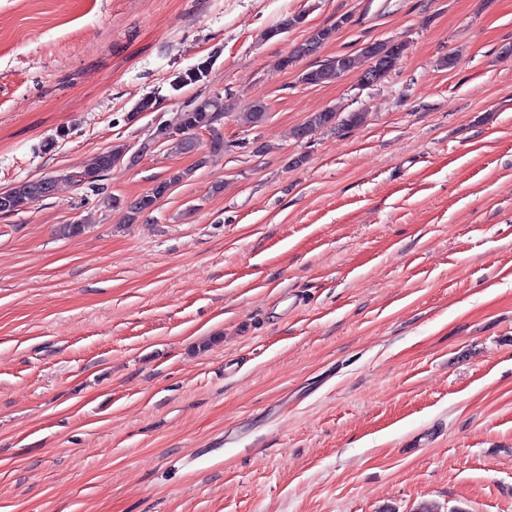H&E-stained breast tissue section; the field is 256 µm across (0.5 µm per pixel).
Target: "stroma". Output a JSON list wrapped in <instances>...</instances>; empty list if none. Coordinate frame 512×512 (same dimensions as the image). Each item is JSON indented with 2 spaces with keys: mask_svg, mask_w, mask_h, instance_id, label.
I'll use <instances>...</instances> for the list:
<instances>
[{
  "mask_svg": "<svg viewBox=\"0 0 512 512\" xmlns=\"http://www.w3.org/2000/svg\"><path fill=\"white\" fill-rule=\"evenodd\" d=\"M200 93L223 152L66 181ZM55 174L0 214V512H512V0H0V192ZM312 35H309L301 44L295 46L291 53L279 61V66L287 69L300 58L309 56L318 51L335 32L334 27H323L314 29ZM388 48L385 43H378L374 53H363L359 55L339 54L326 60L324 64L318 65L316 68L305 71L302 80L310 85H318L321 83L331 82L358 67L360 57L366 61H374L376 64V55L383 53ZM337 112L333 110H323L320 112L311 113L306 121L300 125L296 131V137L300 129L311 132L312 134L319 129L328 127H339V126H357L362 124L366 120V113L363 112H351L344 119L341 120V124L336 121ZM187 176V171H177L167 179L155 184L146 194L138 197L133 202L127 203L121 197L112 195L106 197V203L113 210H124V223L133 224L142 214L153 210L157 201L167 194L172 186L181 182ZM56 180L44 177L37 180H27L17 183L8 191L3 192L9 214L27 209L31 203L53 194Z\"/></svg>",
  "mask_w": 512,
  "mask_h": 512,
  "instance_id": "35a3bbf8",
  "label": "stroma"
}]
</instances>
